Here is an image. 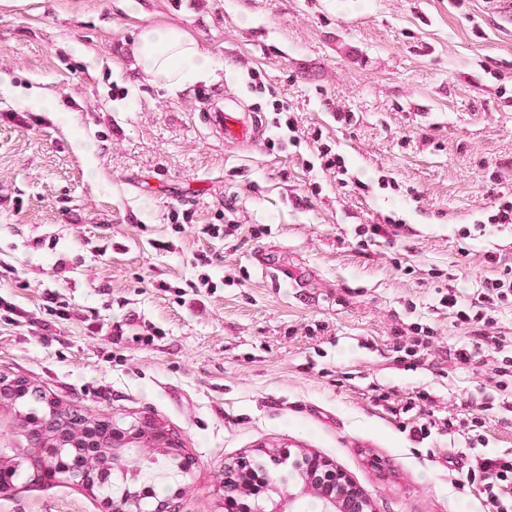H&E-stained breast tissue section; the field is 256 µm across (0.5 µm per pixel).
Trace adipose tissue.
<instances>
[{"mask_svg":"<svg viewBox=\"0 0 512 512\" xmlns=\"http://www.w3.org/2000/svg\"><path fill=\"white\" fill-rule=\"evenodd\" d=\"M136 53L142 72L174 92L186 90L199 81L219 78L211 55L172 26L143 32Z\"/></svg>","mask_w":512,"mask_h":512,"instance_id":"1","label":"adipose tissue"}]
</instances>
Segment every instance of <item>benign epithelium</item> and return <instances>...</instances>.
I'll return each instance as SVG.
<instances>
[{
	"label": "benign epithelium",
	"instance_id": "1",
	"mask_svg": "<svg viewBox=\"0 0 512 512\" xmlns=\"http://www.w3.org/2000/svg\"><path fill=\"white\" fill-rule=\"evenodd\" d=\"M28 388L30 382L23 375L0 373V484L13 480L12 469L19 464L21 472L33 483L66 480L92 489L109 470L123 467L132 451L142 448L153 454H171L182 476L192 475L195 458L181 438L146 413L118 422L108 414L88 418L71 409L49 430L26 428V448L16 454L20 433L17 403ZM74 434L87 443L81 448L67 447L65 442ZM304 468L308 477L304 492L313 491L322 497L325 512H374L365 490L343 471L315 456L305 458ZM221 485L234 488V493L224 494V512H234L239 497L272 501L271 475L251 473L241 457L224 464ZM179 496L177 491L153 502L151 512H181Z\"/></svg>",
	"mask_w": 512,
	"mask_h": 512
}]
</instances>
